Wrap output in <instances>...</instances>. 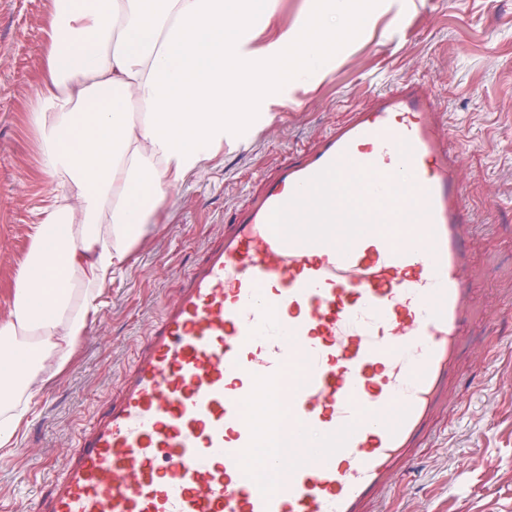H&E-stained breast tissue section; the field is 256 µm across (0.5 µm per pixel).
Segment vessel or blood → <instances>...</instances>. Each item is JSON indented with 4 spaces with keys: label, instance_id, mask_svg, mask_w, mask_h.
Listing matches in <instances>:
<instances>
[{
    "label": "vessel or blood",
    "instance_id": "b4317fda",
    "mask_svg": "<svg viewBox=\"0 0 512 512\" xmlns=\"http://www.w3.org/2000/svg\"><path fill=\"white\" fill-rule=\"evenodd\" d=\"M431 95H379L224 227L34 512H367L459 370L470 228ZM417 207L406 213L403 201ZM283 450L245 465L255 425Z\"/></svg>",
    "mask_w": 512,
    "mask_h": 512
}]
</instances>
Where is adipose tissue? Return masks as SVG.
Here are the masks:
<instances>
[{
	"instance_id": "adipose-tissue-1",
	"label": "adipose tissue",
	"mask_w": 512,
	"mask_h": 512,
	"mask_svg": "<svg viewBox=\"0 0 512 512\" xmlns=\"http://www.w3.org/2000/svg\"><path fill=\"white\" fill-rule=\"evenodd\" d=\"M377 0H307L305 15L263 51L252 41L275 0H53L42 85L28 111L41 167L63 192L35 223L0 321V447L27 414L17 377L43 387L62 369L147 225L185 177L240 139L274 96L319 72L337 34L359 31ZM86 287L75 296L72 281ZM52 307H39L42 298Z\"/></svg>"
}]
</instances>
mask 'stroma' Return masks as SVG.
I'll return each mask as SVG.
<instances>
[{
    "label": "stroma",
    "mask_w": 512,
    "mask_h": 512,
    "mask_svg": "<svg viewBox=\"0 0 512 512\" xmlns=\"http://www.w3.org/2000/svg\"><path fill=\"white\" fill-rule=\"evenodd\" d=\"M52 0H0V320L32 244L33 212L61 187L40 171L26 114L42 75ZM423 84L463 158L472 210L471 298L476 318L461 369L415 450L395 496L369 512H512V0H380L321 71L256 109L270 121L189 174L162 204L71 361L34 398L14 448L0 450V512L46 499L79 431L121 391L144 336L186 276L224 238L258 181L315 146L378 92Z\"/></svg>",
    "instance_id": "35a3bbf8"
}]
</instances>
